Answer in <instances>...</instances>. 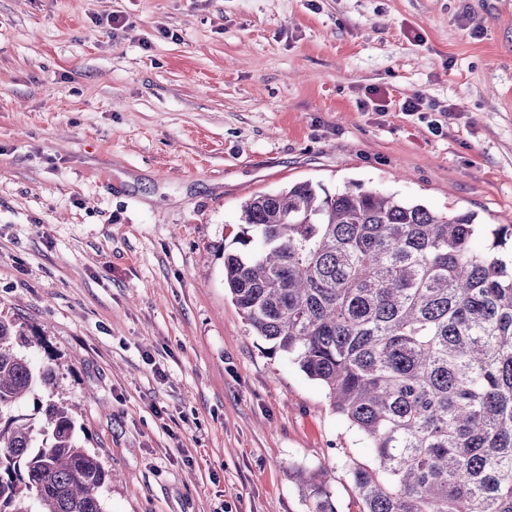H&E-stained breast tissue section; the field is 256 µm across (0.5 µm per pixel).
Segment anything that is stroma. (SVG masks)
Segmentation results:
<instances>
[{
    "label": "stroma",
    "mask_w": 512,
    "mask_h": 512,
    "mask_svg": "<svg viewBox=\"0 0 512 512\" xmlns=\"http://www.w3.org/2000/svg\"><path fill=\"white\" fill-rule=\"evenodd\" d=\"M300 181L512 224V0H0V314L107 512H309L326 463L357 512L368 441L224 286L244 201Z\"/></svg>",
    "instance_id": "35a3bbf8"
}]
</instances>
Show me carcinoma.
<instances>
[{
  "instance_id": "carcinoma-1",
  "label": "carcinoma",
  "mask_w": 512,
  "mask_h": 512,
  "mask_svg": "<svg viewBox=\"0 0 512 512\" xmlns=\"http://www.w3.org/2000/svg\"><path fill=\"white\" fill-rule=\"evenodd\" d=\"M475 219L309 182L242 205L225 283L371 444L347 465L359 512H512V224ZM43 336L0 315V512H106L112 473L57 396L62 364L33 358ZM335 472L302 475L311 512H337Z\"/></svg>"
}]
</instances>
